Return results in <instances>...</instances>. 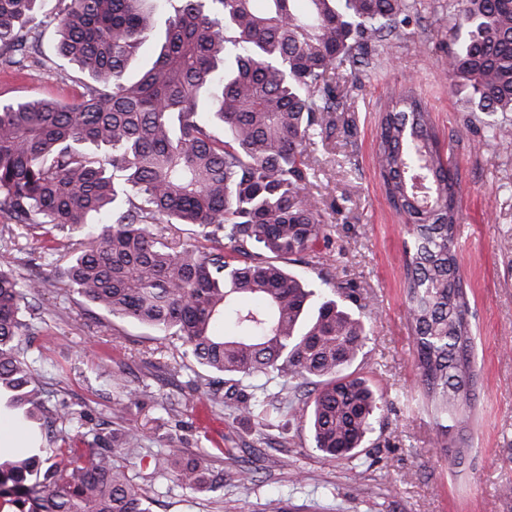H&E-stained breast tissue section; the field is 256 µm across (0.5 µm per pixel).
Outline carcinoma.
I'll return each instance as SVG.
<instances>
[{
  "mask_svg": "<svg viewBox=\"0 0 512 512\" xmlns=\"http://www.w3.org/2000/svg\"><path fill=\"white\" fill-rule=\"evenodd\" d=\"M178 2L156 34L164 4ZM39 0H0V60L23 66L37 43ZM58 54L91 80L68 103H0V215L57 231L50 251L71 259L67 283L114 319L176 338L210 376L250 382L233 414L271 424L292 385L312 447L353 460L382 411V394L352 369L367 331L342 284L315 291L286 263L312 265L328 239L309 193L307 141L330 125L329 73L361 63L358 49L396 29L413 0H62ZM467 29L448 55L454 85L482 112H512V0H461ZM158 39L152 64L130 63ZM219 122L223 134L216 133ZM376 159L404 217L405 309L437 446L459 465L476 402L469 298L456 248L459 177L427 105L412 89L378 123ZM192 224L207 251L172 246ZM82 230L84 239H74ZM41 282L0 264V392L34 444L0 453V512H148L119 454L138 433L123 425L141 396L113 404L112 431L83 430L52 403L44 369L21 341L44 321ZM190 490L208 468L177 452L154 460Z\"/></svg>",
  "mask_w": 512,
  "mask_h": 512,
  "instance_id": "1",
  "label": "carcinoma"
}]
</instances>
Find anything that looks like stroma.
I'll return each mask as SVG.
<instances>
[{
    "label": "stroma",
    "instance_id": "35a3bbf8",
    "mask_svg": "<svg viewBox=\"0 0 512 512\" xmlns=\"http://www.w3.org/2000/svg\"><path fill=\"white\" fill-rule=\"evenodd\" d=\"M58 11L59 0H43L37 64L0 66V101H69L82 93L85 76L57 53ZM461 25L457 0H417L388 40L365 46L367 65L331 72L335 127L307 147L310 193L330 244L306 275L354 288L369 317L355 367L386 399L361 460L314 451L289 403L269 427L230 415L201 387L204 371L178 341L73 293L62 275L68 254H46L39 232L5 227L0 216V259L43 284L37 302L45 324L31 341L55 401L111 428L119 395L112 379L120 377L143 394L124 423L139 432L144 452L176 449L219 474V486L205 492L164 478L145 483L151 512H512V135L485 136L491 122L512 128V112L474 111L454 86L448 54ZM404 87L427 104L463 188L457 251L482 384L465 434L469 453L458 466L433 441L404 306V223L374 159L379 116ZM172 405L179 416L168 414ZM243 471L250 481H239Z\"/></svg>",
    "mask_w": 512,
    "mask_h": 512
}]
</instances>
